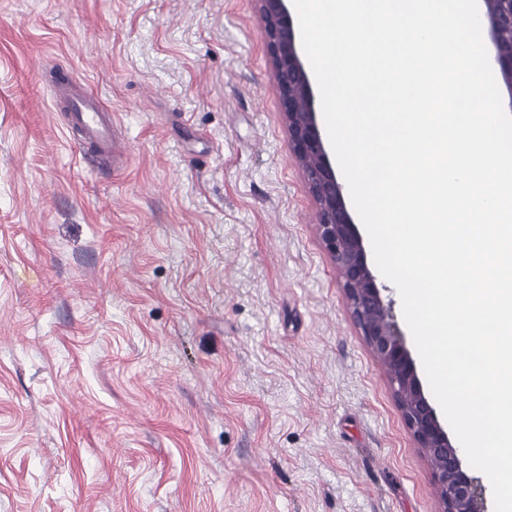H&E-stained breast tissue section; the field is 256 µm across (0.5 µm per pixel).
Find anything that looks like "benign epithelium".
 Returning <instances> with one entry per match:
<instances>
[{"instance_id":"benign-epithelium-1","label":"benign epithelium","mask_w":512,"mask_h":512,"mask_svg":"<svg viewBox=\"0 0 512 512\" xmlns=\"http://www.w3.org/2000/svg\"><path fill=\"white\" fill-rule=\"evenodd\" d=\"M265 23L276 89L292 143L319 215L317 231L336 264L351 316L384 368L403 419L435 478L441 512H487L481 477L463 467L459 450L425 395L416 363L369 263L364 239L338 180L323 138L316 96L295 28L291 0H257ZM501 80L512 95V0H480Z\"/></svg>"}]
</instances>
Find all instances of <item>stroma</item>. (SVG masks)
Masks as SVG:
<instances>
[{
  "label": "stroma",
  "mask_w": 512,
  "mask_h": 512,
  "mask_svg": "<svg viewBox=\"0 0 512 512\" xmlns=\"http://www.w3.org/2000/svg\"><path fill=\"white\" fill-rule=\"evenodd\" d=\"M316 224L257 0H0V512H441ZM49 83L54 107L65 112L69 140L82 146L79 159L100 172L112 171V113L68 70L50 73Z\"/></svg>",
  "instance_id": "1"
}]
</instances>
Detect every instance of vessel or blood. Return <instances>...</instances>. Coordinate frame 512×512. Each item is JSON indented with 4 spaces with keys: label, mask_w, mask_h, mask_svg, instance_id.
<instances>
[{
    "label": "vessel or blood",
    "mask_w": 512,
    "mask_h": 512,
    "mask_svg": "<svg viewBox=\"0 0 512 512\" xmlns=\"http://www.w3.org/2000/svg\"><path fill=\"white\" fill-rule=\"evenodd\" d=\"M53 105L66 115L69 139L81 145L80 160L101 172L113 165L112 114L99 97L69 71L49 75Z\"/></svg>",
    "instance_id": "b4317fda"
}]
</instances>
